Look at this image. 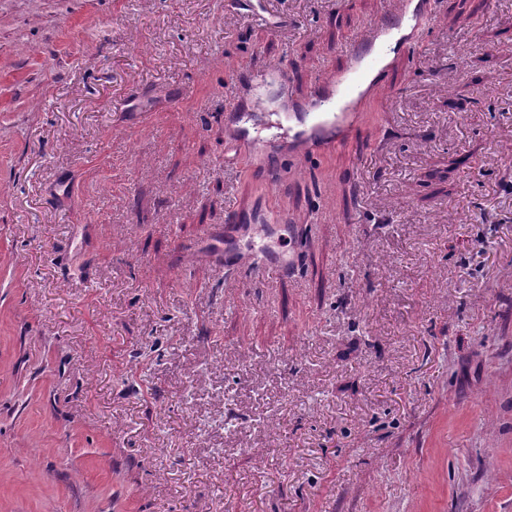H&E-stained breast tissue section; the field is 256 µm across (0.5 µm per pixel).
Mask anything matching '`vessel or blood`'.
I'll list each match as a JSON object with an SVG mask.
<instances>
[{
	"instance_id": "b4317fda",
	"label": "vessel or blood",
	"mask_w": 512,
	"mask_h": 512,
	"mask_svg": "<svg viewBox=\"0 0 512 512\" xmlns=\"http://www.w3.org/2000/svg\"><path fill=\"white\" fill-rule=\"evenodd\" d=\"M427 13L426 0H417L413 5L402 0L392 19L369 25L356 37L349 48L348 70L327 76L307 98L290 102L284 117L265 118L264 128L279 129L282 137L287 138L290 151L307 155L329 154L346 145L359 124L358 101L387 89L385 74L392 47L412 51L411 37L418 34ZM244 118L238 107L226 112L225 120L234 128L231 144L241 146L250 142ZM232 219L241 224H271L276 217L245 205L233 212ZM245 260L263 267L272 278L281 277L286 271L283 256L264 249L246 255Z\"/></svg>"
}]
</instances>
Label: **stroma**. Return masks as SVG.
<instances>
[{
  "label": "stroma",
  "instance_id": "stroma-1",
  "mask_svg": "<svg viewBox=\"0 0 512 512\" xmlns=\"http://www.w3.org/2000/svg\"><path fill=\"white\" fill-rule=\"evenodd\" d=\"M394 6L0 0V512H512V0L288 181L224 156ZM264 200L278 281L205 237ZM248 115L247 112H239L238 105L233 102L231 109L225 113V121L228 122L231 126L234 127V133L231 137H229L230 144H234L236 146H241L247 144L250 141H260L262 140L259 136V131L255 137H250V131L248 128L241 125L244 118Z\"/></svg>",
  "mask_w": 512,
  "mask_h": 512
}]
</instances>
